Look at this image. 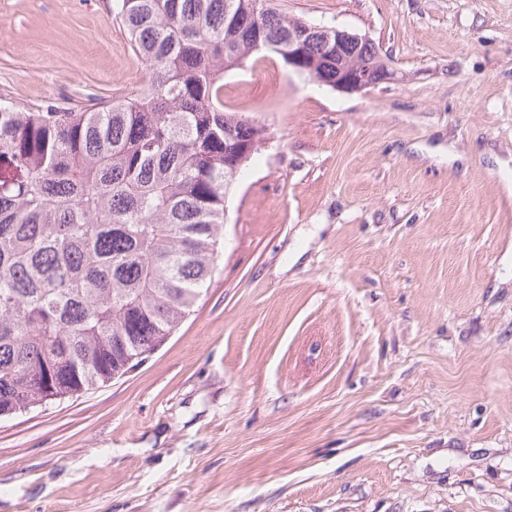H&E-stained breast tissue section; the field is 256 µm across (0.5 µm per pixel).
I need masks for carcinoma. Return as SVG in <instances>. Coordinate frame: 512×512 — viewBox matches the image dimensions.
I'll return each instance as SVG.
<instances>
[{
    "label": "carcinoma",
    "instance_id": "1",
    "mask_svg": "<svg viewBox=\"0 0 512 512\" xmlns=\"http://www.w3.org/2000/svg\"><path fill=\"white\" fill-rule=\"evenodd\" d=\"M148 70L120 103L0 96V417L125 374L215 270L231 160L224 74L299 22L273 0H113Z\"/></svg>",
    "mask_w": 512,
    "mask_h": 512
}]
</instances>
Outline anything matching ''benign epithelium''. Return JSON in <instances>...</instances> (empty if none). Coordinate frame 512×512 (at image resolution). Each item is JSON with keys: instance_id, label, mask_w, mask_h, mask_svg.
Here are the masks:
<instances>
[{"instance_id": "1", "label": "benign epithelium", "mask_w": 512, "mask_h": 512, "mask_svg": "<svg viewBox=\"0 0 512 512\" xmlns=\"http://www.w3.org/2000/svg\"><path fill=\"white\" fill-rule=\"evenodd\" d=\"M370 38L337 27L302 23L288 28V50L281 54L288 68L296 72L312 70L318 60L335 63L336 76L329 85L344 92H357L390 83L395 71L382 59L359 62L361 48L369 47Z\"/></svg>"}]
</instances>
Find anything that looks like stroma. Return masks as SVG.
I'll return each mask as SVG.
<instances>
[{
  "label": "stroma",
  "mask_w": 512,
  "mask_h": 512,
  "mask_svg": "<svg viewBox=\"0 0 512 512\" xmlns=\"http://www.w3.org/2000/svg\"><path fill=\"white\" fill-rule=\"evenodd\" d=\"M107 2L0 0V93L131 96ZM278 4L396 80L225 74L268 140L206 290L122 377L0 418V512H512V0Z\"/></svg>",
  "instance_id": "1"
}]
</instances>
